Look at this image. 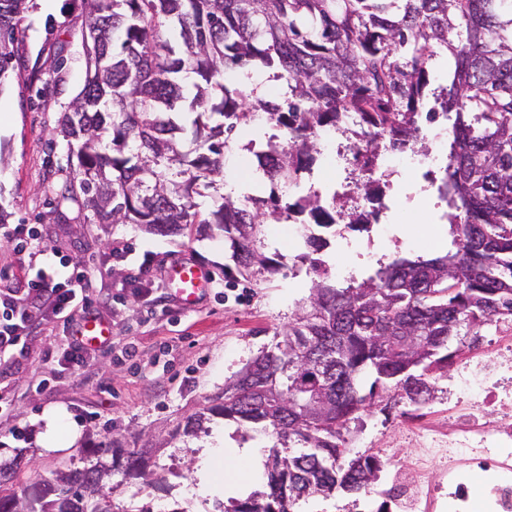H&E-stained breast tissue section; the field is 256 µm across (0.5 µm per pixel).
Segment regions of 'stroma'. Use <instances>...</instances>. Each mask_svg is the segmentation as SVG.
Instances as JSON below:
<instances>
[{"instance_id": "stroma-1", "label": "stroma", "mask_w": 512, "mask_h": 512, "mask_svg": "<svg viewBox=\"0 0 512 512\" xmlns=\"http://www.w3.org/2000/svg\"><path fill=\"white\" fill-rule=\"evenodd\" d=\"M81 0H30L16 34L18 60L0 80V233L27 224L44 247L36 264L48 269L95 260L93 287L83 295L92 312L108 321L112 336L96 346L81 366L46 363L44 351L57 344L49 329L52 313L43 311L21 333V347L0 369V397L13 403L12 416L0 418V462L18 461L22 477H51L59 470H75L88 463L89 449L115 443L124 449H149L155 484L113 475L99 493L121 512L145 504L179 503L186 512H213L218 501H229L232 483L261 487L248 463L233 453L218 456L216 485L205 497L189 495L198 482L195 462L199 451L225 432L239 446L270 451L272 431H262L212 418L205 432L184 436L178 425L187 415L212 405L224 386L262 350L272 347L285 330L309 307V288L315 278L303 241H289L288 219L262 226L260 250L279 268L256 275L225 274L231 251L221 232L209 235L159 236L134 224H97L80 203L63 200L61 193L76 167L67 143L58 133L59 119L81 89L85 56L79 27ZM69 39L61 75L51 62L55 42ZM247 127H239L225 153L224 177L244 181L245 190L260 199L278 196L281 203L306 195L308 179L287 189L245 178L243 165L251 141ZM255 141V140H252ZM264 148V140L255 141ZM395 207L381 210L376 221L354 229L338 223L336 236L320 257L338 285L362 282L374 272L359 264L364 252L380 253L382 263L399 257L425 258L450 250L440 239L448 220L442 219L431 198L399 205L398 189L386 191ZM407 229L405 239L391 234L393 225ZM128 246L125 260L112 258L113 248ZM156 263L142 279H133L144 255ZM185 260L206 267L216 287L207 288L194 306H185L169 285L171 264ZM136 347L137 360H127V347ZM454 357L446 375L437 377L433 400L421 406L399 401L389 411L374 408L349 423L343 434L345 460L373 455L380 462L411 467L418 449L401 440L405 425H426L448 415V386L461 367ZM41 391H32L33 381ZM60 412L57 439L61 448L45 449L46 416ZM385 477H378L366 493L343 494L299 501L296 512H390L383 493Z\"/></svg>"}]
</instances>
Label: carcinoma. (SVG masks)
Here are the masks:
<instances>
[{
	"instance_id": "carcinoma-1",
	"label": "carcinoma",
	"mask_w": 512,
	"mask_h": 512,
	"mask_svg": "<svg viewBox=\"0 0 512 512\" xmlns=\"http://www.w3.org/2000/svg\"><path fill=\"white\" fill-rule=\"evenodd\" d=\"M26 0H0V79L13 69L16 32ZM81 31L93 34L84 85L60 120L76 147L77 169L63 198L82 201L98 224H138L158 235L191 224L232 242L237 272L273 268L256 238L267 213L246 197L219 192L224 134L253 124L256 112L286 132L253 152L251 166L272 183L298 185L320 152L319 132L353 112L362 136L354 161L372 171L380 149H415L427 96L430 122H450L444 176L437 185L451 213L455 251L399 257L358 285L312 282L310 310L284 339L247 367L250 391L236 378L220 403L184 420L193 436L211 418L272 428L278 446L265 461L267 490L232 500L218 512H293L301 499L337 491L355 495L377 478L371 456L336 465L341 430L393 391L419 406L448 371L453 337L512 320V0H83ZM179 30L180 50L163 37ZM439 47L451 58L448 84L430 88L427 62ZM279 66L285 92L253 99L240 71ZM182 73L195 75L188 107L196 114L190 144L183 128L161 117L184 98ZM213 190L202 216L194 196ZM327 233L336 215L348 225L371 212L336 210L319 196L285 206ZM314 377L318 419L310 425L291 388L297 371ZM376 375L368 393L359 375ZM112 473L153 483L140 450L111 452ZM18 465L0 467V512H112L98 498L107 474L94 463L16 488Z\"/></svg>"
}]
</instances>
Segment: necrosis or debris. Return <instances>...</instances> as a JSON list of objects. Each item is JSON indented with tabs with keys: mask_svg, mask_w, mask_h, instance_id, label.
Listing matches in <instances>:
<instances>
[{
	"mask_svg": "<svg viewBox=\"0 0 512 512\" xmlns=\"http://www.w3.org/2000/svg\"><path fill=\"white\" fill-rule=\"evenodd\" d=\"M496 332L495 353L471 355L460 370L447 423L415 432V479L388 470L396 512H512V322Z\"/></svg>",
	"mask_w": 512,
	"mask_h": 512,
	"instance_id": "obj_1",
	"label": "necrosis or debris"
}]
</instances>
